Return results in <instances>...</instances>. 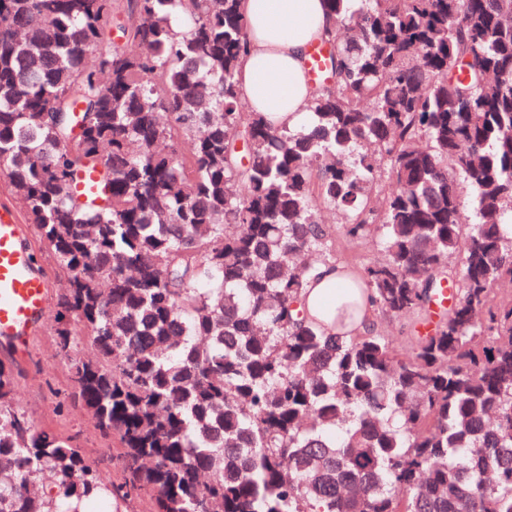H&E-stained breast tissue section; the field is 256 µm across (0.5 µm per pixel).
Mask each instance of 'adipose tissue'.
<instances>
[{
	"label": "adipose tissue",
	"instance_id": "adipose-tissue-1",
	"mask_svg": "<svg viewBox=\"0 0 512 512\" xmlns=\"http://www.w3.org/2000/svg\"><path fill=\"white\" fill-rule=\"evenodd\" d=\"M250 48L242 58L237 79L250 109L264 113L278 126L295 128L310 117L312 88L305 75L309 48L319 42L327 25L323 0H242ZM344 274L342 265L320 266L304 295L311 318L332 327L324 313L325 300L334 298Z\"/></svg>",
	"mask_w": 512,
	"mask_h": 512
}]
</instances>
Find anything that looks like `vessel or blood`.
Segmentation results:
<instances>
[{
    "instance_id": "1",
    "label": "vessel or blood",
    "mask_w": 512,
    "mask_h": 512,
    "mask_svg": "<svg viewBox=\"0 0 512 512\" xmlns=\"http://www.w3.org/2000/svg\"><path fill=\"white\" fill-rule=\"evenodd\" d=\"M73 190L97 199L106 194L94 172L81 174ZM24 233V225L12 212L0 210V340L13 343L22 354L31 333L46 316L49 288L23 244Z\"/></svg>"
}]
</instances>
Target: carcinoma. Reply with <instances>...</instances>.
I'll return each mask as SVG.
<instances>
[{
  "mask_svg": "<svg viewBox=\"0 0 512 512\" xmlns=\"http://www.w3.org/2000/svg\"><path fill=\"white\" fill-rule=\"evenodd\" d=\"M324 2L329 76L287 129L242 106L240 0H0V171L67 275L71 396L125 473L36 430L0 362V512H512V0ZM89 168L101 202L69 190ZM326 211L382 241L346 285L377 316L453 289L431 333L304 315Z\"/></svg>",
  "mask_w": 512,
  "mask_h": 512,
  "instance_id": "1",
  "label": "carcinoma"
}]
</instances>
